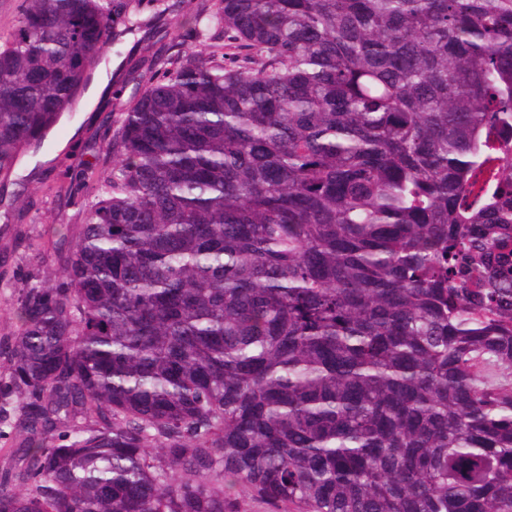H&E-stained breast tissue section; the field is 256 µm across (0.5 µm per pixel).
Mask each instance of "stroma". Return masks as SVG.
I'll use <instances>...</instances> for the list:
<instances>
[{
  "mask_svg": "<svg viewBox=\"0 0 512 512\" xmlns=\"http://www.w3.org/2000/svg\"><path fill=\"white\" fill-rule=\"evenodd\" d=\"M216 2L192 0V9H178L176 23L186 34L180 46L163 32L137 30L106 47L93 72L108 73L110 88L94 101L79 98L75 111L63 114L44 144L28 148L10 176L0 179V480H14L20 467L17 451L27 444L10 363L21 328L19 293L46 270L62 272L86 222L82 201L73 195L83 171L92 165L103 173L116 161L111 109L138 93L151 54L201 51V44L188 36L192 10Z\"/></svg>",
  "mask_w": 512,
  "mask_h": 512,
  "instance_id": "stroma-1",
  "label": "stroma"
}]
</instances>
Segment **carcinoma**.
Here are the masks:
<instances>
[{
    "label": "carcinoma",
    "mask_w": 512,
    "mask_h": 512,
    "mask_svg": "<svg viewBox=\"0 0 512 512\" xmlns=\"http://www.w3.org/2000/svg\"><path fill=\"white\" fill-rule=\"evenodd\" d=\"M168 0H19L0 177ZM22 294L0 512H512V0H219ZM75 409L92 421L48 444Z\"/></svg>",
    "instance_id": "cac0c4a2"
}]
</instances>
